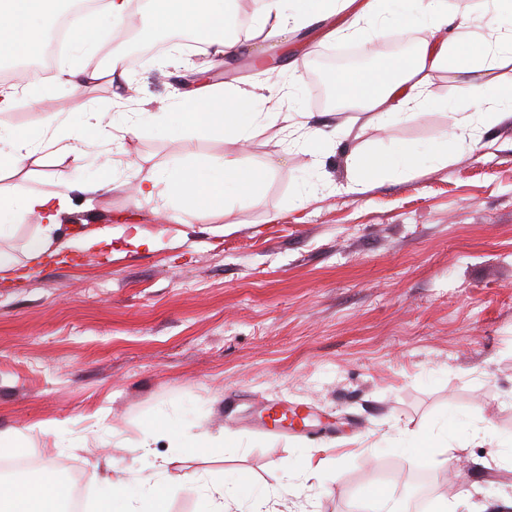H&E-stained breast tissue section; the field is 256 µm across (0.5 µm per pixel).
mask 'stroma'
Masks as SVG:
<instances>
[{"label": "stroma", "instance_id": "1", "mask_svg": "<svg viewBox=\"0 0 512 512\" xmlns=\"http://www.w3.org/2000/svg\"><path fill=\"white\" fill-rule=\"evenodd\" d=\"M351 18L243 43L224 66L176 45L127 69L120 87L106 76L75 85L67 72L127 58L141 34L88 55L62 48L39 78L19 63L38 64L40 51L0 56L29 99L0 124L43 133L37 162L0 171V193L69 190L60 243L125 224L155 242L65 250L22 287L0 288V436L25 433V460L79 474L84 512L113 464L123 481L149 476L139 444L164 416L224 435L208 451L157 431L154 450L171 460L162 478L176 489L169 512H201L217 474L242 497L275 496L281 512H409L420 497L512 494V119L460 151L451 107L469 76L450 69L428 73L429 107L409 120L380 125L353 103L314 104L289 65L342 47L330 32ZM205 84L254 93L257 117L248 146L201 133L194 153L239 155L268 176L255 204L180 223L137 185L179 162L178 106ZM271 109L305 113L325 133L320 155L288 148L263 118ZM91 112L107 122L141 112L143 129L73 161L55 143ZM407 148L411 169L345 193L356 158ZM272 401L299 408L304 426L263 427ZM440 429L458 448L444 469L409 441ZM313 448L333 462L298 485L288 473Z\"/></svg>", "mask_w": 512, "mask_h": 512}]
</instances>
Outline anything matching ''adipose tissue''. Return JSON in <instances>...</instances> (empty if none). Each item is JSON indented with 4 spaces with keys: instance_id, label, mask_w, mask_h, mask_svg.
I'll return each instance as SVG.
<instances>
[{
    "instance_id": "ef3b65f1",
    "label": "adipose tissue",
    "mask_w": 512,
    "mask_h": 512,
    "mask_svg": "<svg viewBox=\"0 0 512 512\" xmlns=\"http://www.w3.org/2000/svg\"><path fill=\"white\" fill-rule=\"evenodd\" d=\"M282 0H266L261 14L254 19L247 41L262 43L283 38L295 28L308 23L304 14L284 10ZM504 0H482L478 14H448L442 0H429L428 10L410 9L394 22L400 34L425 29L415 54L394 60H382L373 70L334 73L329 83L337 99L359 104L371 112L373 120L412 118L426 107L425 85L428 72L458 66L475 75L474 83L461 87L453 112L454 137L460 150H474L478 144L476 126L495 124L512 117V85L501 86L488 81L491 69L512 60V32H501L498 17ZM50 0H0V48L11 49L17 42L35 46L36 31ZM132 0H104L101 12L77 18L71 27L78 50H96L105 33L100 17L111 24L125 22L131 14ZM235 0H153L150 14L142 25L149 32L192 31L205 36L219 61H226L238 50V40L225 37L224 24L230 23ZM321 15L331 17L352 11L351 22L340 28V36L376 35L389 22L385 16L386 0H316ZM475 50L462 54L463 45ZM252 106L249 95L240 90H223L201 86L189 93L183 108V123L178 131L181 142H190L206 130L224 137L248 142L250 135L238 117ZM266 171L244 164L237 158H214L197 161L185 155L183 164L168 173L165 184L148 178L140 182L139 194L153 199L157 191L176 204L174 218L184 221L213 209L225 198L241 204L257 200V189ZM70 198L63 193L42 194L27 189L0 196V240L13 235L19 222L35 216L39 230L25 246L26 262L18 264L8 252L0 251V284L11 288L33 276L53 255L59 215L69 207ZM143 495L125 497V487L116 483L109 494L97 503V512H166L172 487L158 479H143ZM64 489L49 467L34 471L20 482H0V512H61Z\"/></svg>"
}]
</instances>
